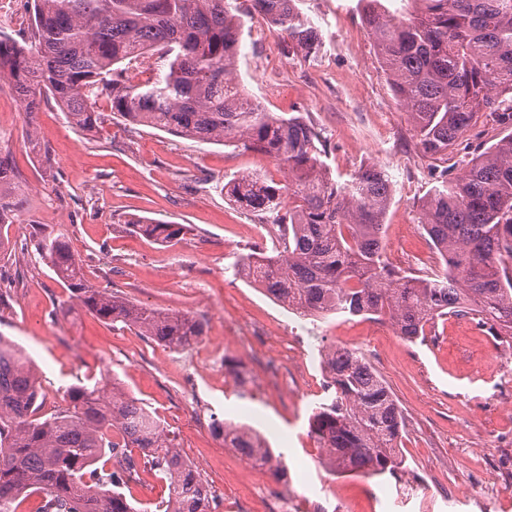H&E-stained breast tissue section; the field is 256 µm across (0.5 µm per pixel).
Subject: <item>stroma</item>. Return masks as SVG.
I'll return each instance as SVG.
<instances>
[{"instance_id": "stroma-1", "label": "stroma", "mask_w": 512, "mask_h": 512, "mask_svg": "<svg viewBox=\"0 0 512 512\" xmlns=\"http://www.w3.org/2000/svg\"><path fill=\"white\" fill-rule=\"evenodd\" d=\"M248 4L236 0L244 24L237 82L267 111L307 113L328 142L333 175L347 176L363 163L381 165L393 183L385 219L388 262L412 276L441 273V262L427 259L432 248L418 222L419 206L435 185L431 162L393 94L359 0H297L322 38L313 60L288 55L283 34L247 15ZM18 105L11 84L0 81V151L9 154L26 189L17 220L0 226L10 251L0 259V335L36 364L44 413L62 405L72 384L118 377L207 481L216 512L242 506L267 512L277 500L288 512H512V487L488 503L440 492L489 469L495 438L512 432V413L480 404L496 382L495 338L488 331L451 319L411 343L373 320L300 318L233 271L238 256L272 243L254 231L258 216L241 209L223 186L244 172L282 181L271 159L114 120L105 99L95 106L101 122L91 133L73 128L53 101L31 118ZM139 218L183 224L187 231L179 242L161 243L131 231L130 221ZM48 234L66 237L96 288L202 322L199 346H222L223 359L242 364L245 385L226 371L188 370V351L102 323L69 299L34 248ZM201 251L207 254L202 261ZM324 346L361 352L390 388L404 416L405 472L370 478L320 466L308 417L331 397L320 363ZM217 419L263 435L284 455L287 482L267 479L264 496L254 495L250 465L214 433ZM407 482L417 485L419 496L405 505L397 491Z\"/></svg>"}]
</instances>
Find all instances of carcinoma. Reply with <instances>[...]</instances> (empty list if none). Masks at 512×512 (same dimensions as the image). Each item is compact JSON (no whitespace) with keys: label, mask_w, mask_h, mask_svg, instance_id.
Wrapping results in <instances>:
<instances>
[{"label":"carcinoma","mask_w":512,"mask_h":512,"mask_svg":"<svg viewBox=\"0 0 512 512\" xmlns=\"http://www.w3.org/2000/svg\"><path fill=\"white\" fill-rule=\"evenodd\" d=\"M233 0H33V41L0 32V81L26 105L52 100L69 123L91 132L100 119L91 97L104 96L113 117L199 142H231L276 162L285 180L256 174L231 181L239 206L270 216L279 250L242 255L235 274L296 314H344L390 324L403 339L427 336L438 320L468 317L512 344V0H359L361 16L418 145L448 160L482 115L505 131L478 148L462 175L439 171L420 206L419 223L445 270L429 278L401 274L384 258L392 200L386 171L363 164L339 181L323 157L327 142L302 112L264 109L235 80L243 23ZM252 9L288 38L287 51L318 56L320 34L296 0H251ZM161 51L153 81L133 84L128 60ZM23 190L9 155L0 154V224L17 217ZM134 231L161 243L186 226L134 220ZM39 256L71 297L99 320L137 328L183 350L203 324L179 312L133 304L90 285L65 237L46 235ZM329 402L312 409L308 433L330 472L382 476L406 468L399 455L403 415L381 377L354 350L320 352ZM43 393L32 362L0 337V512H17L27 493L36 512H137L123 488L143 468L163 475L167 497L155 512H213L214 495L160 421L119 386L107 394L73 385L65 405L40 415ZM215 431L247 460L276 455L249 428L214 421Z\"/></svg>","instance_id":"obj_1"}]
</instances>
